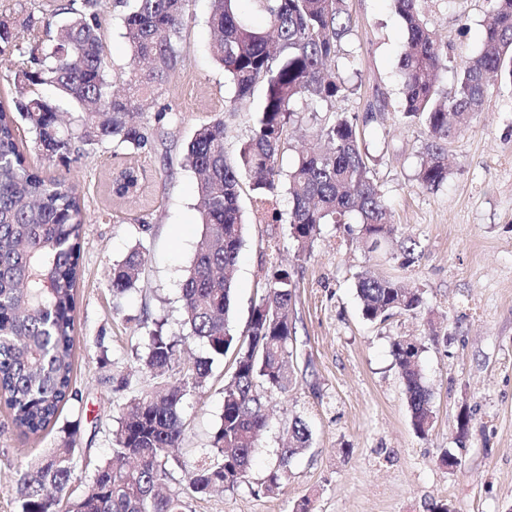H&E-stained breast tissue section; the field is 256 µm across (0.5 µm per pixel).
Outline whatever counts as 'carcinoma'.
Segmentation results:
<instances>
[{"label": "carcinoma", "mask_w": 512, "mask_h": 512, "mask_svg": "<svg viewBox=\"0 0 512 512\" xmlns=\"http://www.w3.org/2000/svg\"><path fill=\"white\" fill-rule=\"evenodd\" d=\"M210 52L234 87L225 111L253 96L258 83L264 93L249 138L240 148V166L224 156V117L199 125L188 142L185 163L197 178L201 232L181 287L183 319L176 333L157 323L147 336L142 366L151 376L177 369L179 380L152 388L112 430V455L94 471L76 497L71 496L76 467V432L17 471L14 499L20 512H185L186 500L216 488H233L249 477L252 452L268 428L266 399L260 388L285 392L292 384L295 321L291 316L296 283L292 273L271 266L264 292L255 301L244 338L228 323L233 273L244 243L240 205V170L253 175L252 190L264 214L279 221L271 206L282 191L292 199L289 235L301 252H310L323 224H347L355 240L370 252L395 237L397 225L370 158L361 150L366 112L336 113L314 128L310 144L285 171L279 158L288 128L297 118L295 105L331 104L348 90L344 78L328 66L351 30L347 0H256L267 29L247 23L237 0H212ZM419 0H393L404 22L406 42L399 60L403 118L427 131L426 160L418 172L423 189L448 178V140L465 130L481 111L489 78L512 79V0H496L484 18L481 51L457 74L454 94L441 96L438 76L448 69V56L421 18ZM128 6L123 37L132 67L120 91L108 80L98 15L103 0H57L49 17L27 20L29 43L0 23V57L15 66L13 106L0 105V400L13 411V422L28 439H37L56 423L72 390L75 288L84 221L73 185L25 165L22 133L50 161L65 164L87 144L84 138L60 133L58 108L34 91L52 86L80 113L81 125L97 130V141L114 150L147 155V127L133 122L145 101L162 88L182 63L181 32L186 0H122ZM63 15L56 37L45 42L41 28ZM138 174L122 170L112 193L136 191ZM417 242H400V264L417 260ZM144 254L133 248L112 267V295L135 290ZM363 317L382 322L395 313L416 314L424 297L391 279L357 275ZM206 345L208 356L186 363L178 357L187 341ZM234 358L224 383V409L204 457L188 463L176 454L185 435L182 402L187 388L204 386L214 362L228 352ZM393 354L406 391L414 430L422 437L432 428L430 391L418 369V352L403 339ZM311 434L299 418L288 426V446L281 449L277 469L265 490L288 480L292 460L310 444ZM176 468L187 471L178 491L161 493Z\"/></svg>", "instance_id": "obj_1"}]
</instances>
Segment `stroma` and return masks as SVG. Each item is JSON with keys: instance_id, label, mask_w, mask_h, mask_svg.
Returning a JSON list of instances; mask_svg holds the SVG:
<instances>
[{"instance_id": "35a3bbf8", "label": "stroma", "mask_w": 512, "mask_h": 512, "mask_svg": "<svg viewBox=\"0 0 512 512\" xmlns=\"http://www.w3.org/2000/svg\"><path fill=\"white\" fill-rule=\"evenodd\" d=\"M495 0H422L421 7L448 55L439 79L451 95L456 70L482 47L483 20ZM352 28L339 47L336 67L348 90L318 111L301 109L300 127L288 132L282 167H291L302 140L317 121L332 113L364 115L382 98L362 147L403 236L419 242L420 256L401 267L396 242L374 253L352 242L343 225L324 224L310 254L299 253L286 222L259 220L249 177L241 179L240 203L246 229L235 272L230 324L242 332L261 295L271 265L292 272L296 298L297 358L288 392L266 394L271 425L261 436L247 483L187 502L188 512H294L309 499L312 512H428L445 503L450 512H512V81L498 79L486 89L482 110L469 129L448 142V179L438 189L419 187L425 128L400 119L398 62L405 30L392 0H348ZM211 0H188L182 30L184 63L154 96L143 120L149 126L150 157L144 161L135 196L112 195L116 172L134 157L113 154L111 142L87 146L68 165H49L32 143L24 155L30 167L63 176L77 185L85 224L75 290L72 387L54 426L38 440L16 428L0 403V512H17L13 484L18 469L57 445L65 430L78 428L73 491L111 455L112 430L124 408L151 388L139 369L146 331L143 313L177 330L182 321L181 279L200 237L197 180L184 165L186 146L201 121L224 116V153L238 159L263 91L239 111L224 103L231 85L212 57L208 19ZM123 10L106 0L98 35L109 75L130 63L122 36ZM164 113L156 121V113ZM149 230H138L139 221ZM140 247L145 263L136 291L121 303L112 299L113 263ZM369 271L419 289L421 313L394 314L385 322L363 318L356 277ZM447 339H434V331ZM412 336L420 344L418 364L431 392L433 428L418 436L405 388L395 366L392 343ZM229 361L212 366L203 389L184 398V459L203 456L219 424ZM128 384L117 389L114 379ZM470 416L465 445L457 443V418ZM310 430L307 451L291 464L279 493L255 492L272 470L294 418ZM453 454L456 468L443 458Z\"/></svg>"}]
</instances>
